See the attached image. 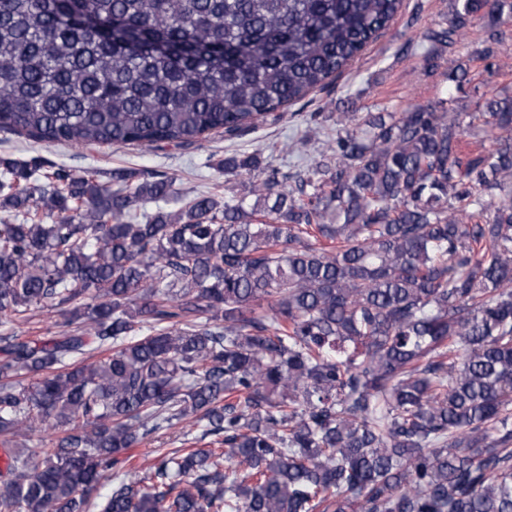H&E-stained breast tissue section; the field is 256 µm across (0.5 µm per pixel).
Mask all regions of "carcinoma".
I'll use <instances>...</instances> for the list:
<instances>
[{
  "label": "carcinoma",
  "instance_id": "obj_1",
  "mask_svg": "<svg viewBox=\"0 0 512 512\" xmlns=\"http://www.w3.org/2000/svg\"><path fill=\"white\" fill-rule=\"evenodd\" d=\"M403 0H0V130L151 147L327 87ZM512 0H453L437 59ZM347 107L321 159L218 161L241 195L0 158V512H512V95ZM485 139L465 150L466 130ZM202 446L141 476L129 450ZM63 431L44 457L23 439ZM62 317L55 310L53 311H34L29 314L27 320L17 322L11 330H5L0 325V336L6 332H15L19 336H29L31 338H48L53 336L59 329L55 326ZM194 435H199V433L194 432L192 436L185 437L181 425L160 431L154 435L152 440H146L139 447L130 450L129 453L133 457L132 465L141 467L144 470L155 456V450L158 448L163 451L174 448H188L190 444L184 440L190 439Z\"/></svg>",
  "mask_w": 512,
  "mask_h": 512
}]
</instances>
